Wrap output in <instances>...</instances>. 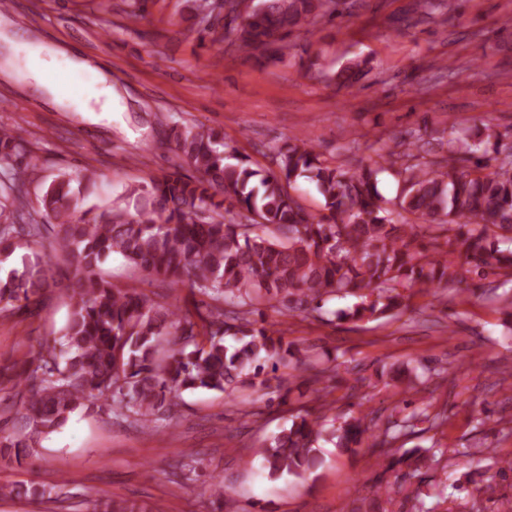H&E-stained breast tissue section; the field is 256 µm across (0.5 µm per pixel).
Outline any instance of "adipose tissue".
I'll list each match as a JSON object with an SVG mask.
<instances>
[{"label": "adipose tissue", "mask_w": 512, "mask_h": 512, "mask_svg": "<svg viewBox=\"0 0 512 512\" xmlns=\"http://www.w3.org/2000/svg\"><path fill=\"white\" fill-rule=\"evenodd\" d=\"M27 58V76L38 86L46 89L54 103H62L56 79L59 63H66L69 73L75 77L90 79V89L78 100L81 111L108 112L112 109L113 88L111 75L78 50L58 45H48L36 38H28L23 44Z\"/></svg>", "instance_id": "obj_1"}]
</instances>
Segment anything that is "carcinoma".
Instances as JSON below:
<instances>
[{
	"label": "carcinoma",
	"instance_id": "1",
	"mask_svg": "<svg viewBox=\"0 0 512 512\" xmlns=\"http://www.w3.org/2000/svg\"><path fill=\"white\" fill-rule=\"evenodd\" d=\"M201 34L223 26L236 32L238 48L284 54L294 28L337 11L339 0H233L234 17L210 21L215 0H190ZM484 123L475 135L461 132L437 148L417 136L400 153L377 154L373 164L349 167L320 160L313 143L294 137L275 149L278 170L228 162L224 136L196 125L173 123L170 170L145 186L129 187L112 207L83 208L81 180L96 172L62 174L41 196L54 235L25 213L31 163L21 130L0 131V317L30 313L67 265L70 313L58 343L29 352L18 369L0 372V391L15 390L33 435L61 428L79 407L97 400L112 415L142 427L170 417L185 391L269 387L280 367L300 369L319 383L334 367H318L310 348L286 340L251 319L262 304L286 315L323 318L332 297L358 288L337 316L377 318L403 305L404 288L453 290L490 275L512 278V145ZM494 148L495 165L487 153ZM188 164L201 174L182 173ZM397 180L396 194L378 190L379 174ZM300 178L314 183L320 209L303 206L289 192ZM114 255L147 276L188 289L193 309L122 288L101 273ZM416 415L377 433L361 418L333 432L342 452L367 445L384 454L412 432ZM323 423L298 414L253 455L268 476L300 477L314 464ZM200 452L180 454L173 475L188 479ZM66 484L46 490L0 485V497L37 496L50 512H76Z\"/></svg>",
	"mask_w": 512,
	"mask_h": 512
}]
</instances>
